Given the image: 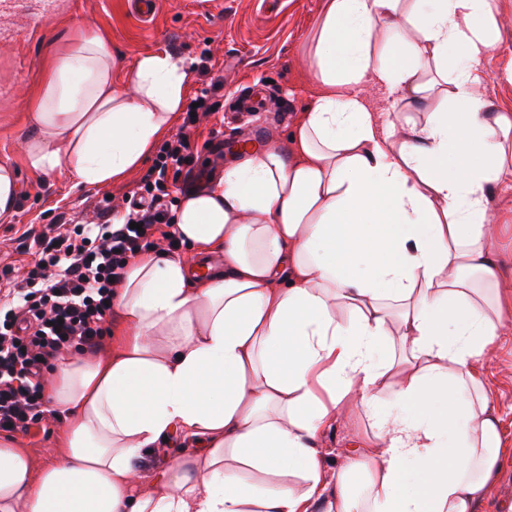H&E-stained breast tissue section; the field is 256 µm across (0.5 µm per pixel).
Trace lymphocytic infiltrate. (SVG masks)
<instances>
[{"label": "lymphocytic infiltrate", "instance_id": "1", "mask_svg": "<svg viewBox=\"0 0 512 512\" xmlns=\"http://www.w3.org/2000/svg\"><path fill=\"white\" fill-rule=\"evenodd\" d=\"M197 121V115L184 114L179 132L161 145L129 213L115 215L105 203L98 223L53 227L38 237L37 260L0 300V431H28L41 416L43 376L52 361L99 345L116 285L130 261L152 248L154 234L179 249L169 230V179L194 171Z\"/></svg>", "mask_w": 512, "mask_h": 512}]
</instances>
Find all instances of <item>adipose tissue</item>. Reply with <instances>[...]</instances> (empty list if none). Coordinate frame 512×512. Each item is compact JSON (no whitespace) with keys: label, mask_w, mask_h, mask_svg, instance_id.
Returning a JSON list of instances; mask_svg holds the SVG:
<instances>
[{"label":"adipose tissue","mask_w":512,"mask_h":512,"mask_svg":"<svg viewBox=\"0 0 512 512\" xmlns=\"http://www.w3.org/2000/svg\"><path fill=\"white\" fill-rule=\"evenodd\" d=\"M497 43L489 0H322V93L287 142L243 149L175 211L176 236L223 270L194 281L163 250L131 263L111 354L47 386L70 417L61 460L35 470L0 439V512H476L502 453L477 364L512 302L488 208L512 175V113L476 90ZM112 69L92 35L50 68L32 169L117 182L172 130L186 60L142 55L120 87ZM370 83L424 124L374 111ZM351 404L375 433L329 475L315 443ZM175 433L201 452L138 487Z\"/></svg>","instance_id":"1"}]
</instances>
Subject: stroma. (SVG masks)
I'll list each match as a JSON object with an SVG mask.
<instances>
[{
    "instance_id": "obj_1",
    "label": "stroma",
    "mask_w": 512,
    "mask_h": 512,
    "mask_svg": "<svg viewBox=\"0 0 512 512\" xmlns=\"http://www.w3.org/2000/svg\"><path fill=\"white\" fill-rule=\"evenodd\" d=\"M321 0H158L150 22L129 10L127 0H56L55 13L38 32H31L24 9L0 12V163H11L18 175L15 218L0 223V270L19 281L36 259L34 238L48 225L62 222L91 224L97 204L110 196L125 210L133 190L153 167L147 158L124 180L73 189L66 171L49 175L26 163L28 108L42 88L51 61L84 34L101 38L111 49L116 67L112 81L122 84L137 58L155 52L184 57L190 64L188 94L200 89L203 79L224 84L225 96L264 87L265 108L260 112L218 110L203 115L194 138L200 143L197 166L188 181L196 188L219 178L238 155L237 143L260 134L262 140L286 141L294 122L313 102L321 88L308 62L309 37L320 12ZM493 16L501 33L497 49L481 64L479 95L499 112L512 113V81L503 74L512 62V0H492ZM209 57L212 70L203 77L195 67ZM489 208L495 223L507 231L496 243L512 266V180L494 186ZM507 340L497 347L482 380L489 400L499 409L503 453L500 477L492 485L478 512H512V310L504 311ZM67 419L45 408L29 432L15 433L18 447L27 449L36 467L58 461ZM373 419L359 407L337 422L319 439L322 463L333 472L352 447L355 437H372Z\"/></svg>"
}]
</instances>
